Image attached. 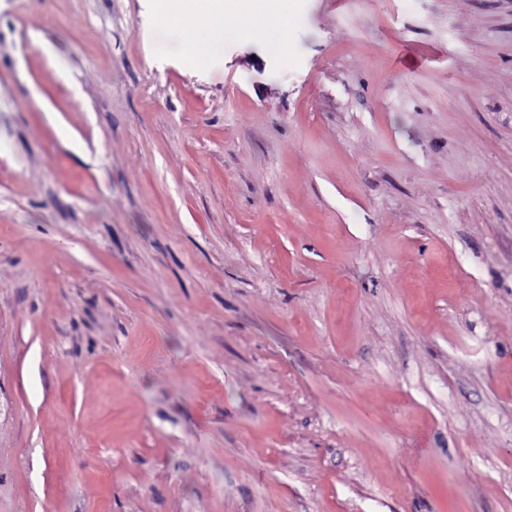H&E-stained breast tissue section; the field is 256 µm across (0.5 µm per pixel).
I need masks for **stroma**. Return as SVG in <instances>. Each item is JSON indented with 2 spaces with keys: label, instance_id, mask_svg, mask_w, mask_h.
<instances>
[{
  "label": "stroma",
  "instance_id": "stroma-1",
  "mask_svg": "<svg viewBox=\"0 0 512 512\" xmlns=\"http://www.w3.org/2000/svg\"><path fill=\"white\" fill-rule=\"evenodd\" d=\"M239 2L0 0V512H512V0ZM184 9L192 13L197 23L208 30V21L211 17H223V24L212 30L209 40L231 39L240 36H247L248 31L237 27H224V1L223 0H191L184 4ZM209 40L199 39L191 48L188 60L197 63L208 55Z\"/></svg>",
  "mask_w": 512,
  "mask_h": 512
}]
</instances>
